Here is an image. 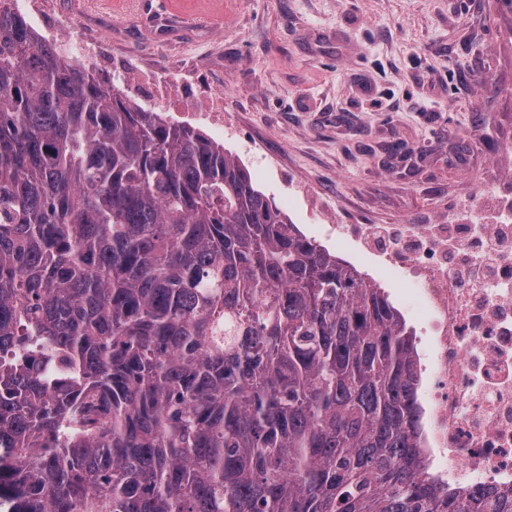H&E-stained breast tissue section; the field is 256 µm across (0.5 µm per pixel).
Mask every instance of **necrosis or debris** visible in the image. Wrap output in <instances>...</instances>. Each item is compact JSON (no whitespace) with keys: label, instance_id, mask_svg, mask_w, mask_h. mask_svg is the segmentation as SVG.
<instances>
[{"label":"necrosis or debris","instance_id":"1","mask_svg":"<svg viewBox=\"0 0 512 512\" xmlns=\"http://www.w3.org/2000/svg\"><path fill=\"white\" fill-rule=\"evenodd\" d=\"M353 239L415 286L435 334L419 364L421 441L449 489L512 490V224L401 225Z\"/></svg>","mask_w":512,"mask_h":512}]
</instances>
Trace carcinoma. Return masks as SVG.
<instances>
[{"label": "carcinoma", "instance_id": "1", "mask_svg": "<svg viewBox=\"0 0 512 512\" xmlns=\"http://www.w3.org/2000/svg\"><path fill=\"white\" fill-rule=\"evenodd\" d=\"M11 3L0 512H512L432 473L385 290Z\"/></svg>", "mask_w": 512, "mask_h": 512}]
</instances>
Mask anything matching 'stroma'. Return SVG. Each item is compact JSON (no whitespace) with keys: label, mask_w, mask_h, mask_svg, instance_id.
<instances>
[{"label":"stroma","mask_w":512,"mask_h":512,"mask_svg":"<svg viewBox=\"0 0 512 512\" xmlns=\"http://www.w3.org/2000/svg\"><path fill=\"white\" fill-rule=\"evenodd\" d=\"M64 51L104 26L128 71L222 90L235 126L210 131L301 233L427 325L412 284L335 228L444 224L472 183L512 202V0H56Z\"/></svg>","instance_id":"35a3bbf8"}]
</instances>
